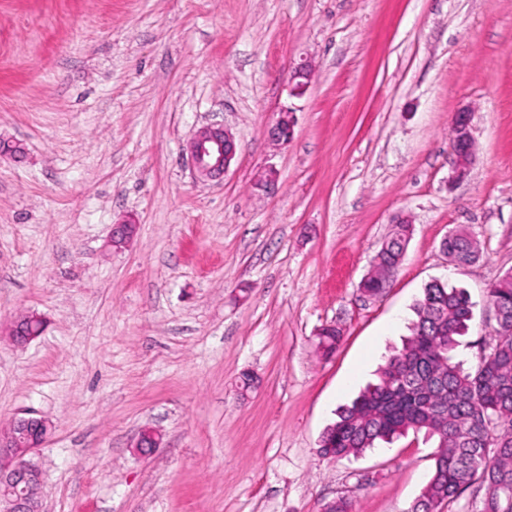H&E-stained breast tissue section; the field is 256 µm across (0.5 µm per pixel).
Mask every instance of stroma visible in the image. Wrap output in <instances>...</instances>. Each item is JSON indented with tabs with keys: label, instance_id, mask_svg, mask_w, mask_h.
Segmentation results:
<instances>
[{
	"label": "stroma",
	"instance_id": "stroma-1",
	"mask_svg": "<svg viewBox=\"0 0 512 512\" xmlns=\"http://www.w3.org/2000/svg\"><path fill=\"white\" fill-rule=\"evenodd\" d=\"M315 73L294 90L288 67ZM475 156L452 179L450 120ZM291 111L294 133L266 131ZM206 124L237 153L185 156ZM0 428L52 431L32 460L44 512H410L436 443L410 434L321 456L324 429L408 336L435 279L494 340L512 270V0H0ZM278 184L255 187L268 170ZM412 236L380 298L361 282L400 217ZM137 226L124 248L112 226ZM464 226L481 256L440 248ZM35 313L26 347L6 328ZM338 325L331 355L317 332ZM250 389H242L243 377ZM160 448L138 452L142 430ZM471 113L467 109H463L455 113L453 118V124L458 136L456 143H461L465 146L464 151H456L454 155L453 164V179L463 180L467 177L472 160L474 159L472 151V135H471ZM236 149L233 135L223 126L205 125L193 133L185 151L199 178L214 179L228 171Z\"/></svg>",
	"mask_w": 512,
	"mask_h": 512
}]
</instances>
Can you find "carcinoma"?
Segmentation results:
<instances>
[{
	"label": "carcinoma",
	"mask_w": 512,
	"mask_h": 512,
	"mask_svg": "<svg viewBox=\"0 0 512 512\" xmlns=\"http://www.w3.org/2000/svg\"><path fill=\"white\" fill-rule=\"evenodd\" d=\"M406 229L395 225L387 249L362 280L369 295L385 292L406 247ZM442 248L465 264L479 259L477 247L461 234L448 236ZM489 296L494 344L467 369L453 351L472 319L470 298L462 288L428 283L413 307L402 348L380 368L379 381L342 408L324 433L321 452L336 458L410 431L435 440L434 472L411 512H434L475 482L482 492L478 512H512V271L494 283ZM340 340L335 325L318 333L325 354Z\"/></svg>",
	"instance_id": "1"
}]
</instances>
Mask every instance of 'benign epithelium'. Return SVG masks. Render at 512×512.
Returning <instances> with one entry per match:
<instances>
[{
  "label": "benign epithelium",
  "instance_id": "7a95c632",
  "mask_svg": "<svg viewBox=\"0 0 512 512\" xmlns=\"http://www.w3.org/2000/svg\"><path fill=\"white\" fill-rule=\"evenodd\" d=\"M313 74V65L307 60L292 67L291 81L295 89L307 87ZM293 114L287 110L279 113L274 125L268 129V137L275 145H283L291 138L294 128ZM471 113L463 109L455 113L453 124L458 131L457 142L465 150L454 155L453 179L467 177L473 160ZM185 151L190 164L201 179L223 176L236 155L233 135L224 127L205 125L198 128L187 141ZM136 232V225L119 223L113 225L110 243L121 246L128 243ZM39 320L28 315L14 320L10 335L18 345H26L36 335L28 331V325ZM50 431L49 423L37 416L28 415L16 419L9 431L0 434V512H42L41 488L43 473L30 459V454L39 448Z\"/></svg>",
  "mask_w": 512,
  "mask_h": 512
}]
</instances>
